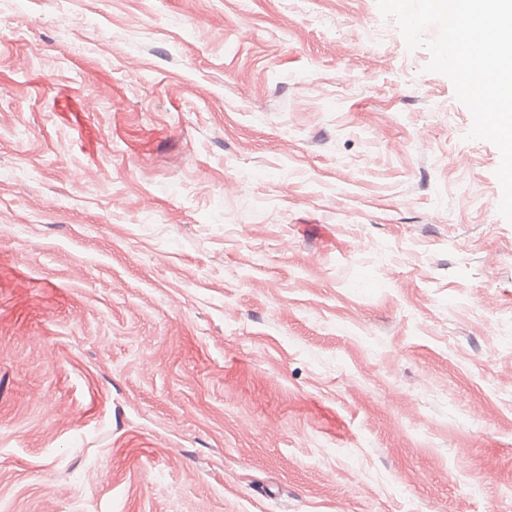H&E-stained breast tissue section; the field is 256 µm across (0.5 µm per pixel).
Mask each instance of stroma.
Wrapping results in <instances>:
<instances>
[{
  "mask_svg": "<svg viewBox=\"0 0 512 512\" xmlns=\"http://www.w3.org/2000/svg\"><path fill=\"white\" fill-rule=\"evenodd\" d=\"M429 59L0 0V512H512V223Z\"/></svg>",
  "mask_w": 512,
  "mask_h": 512,
  "instance_id": "35a3bbf8",
  "label": "stroma"
}]
</instances>
